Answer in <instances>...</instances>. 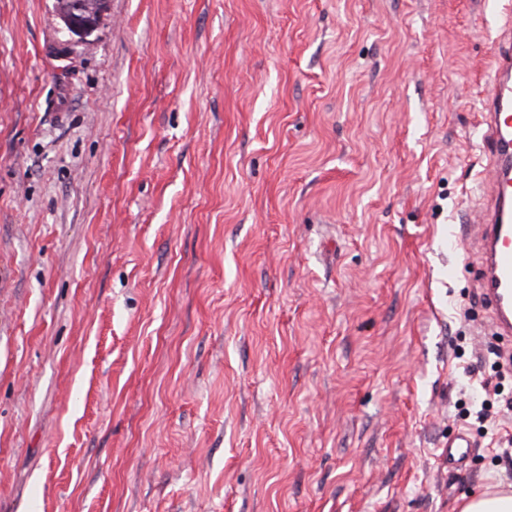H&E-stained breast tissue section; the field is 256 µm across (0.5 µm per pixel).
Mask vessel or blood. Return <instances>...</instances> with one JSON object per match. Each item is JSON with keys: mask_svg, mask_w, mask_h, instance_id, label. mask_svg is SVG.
<instances>
[{"mask_svg": "<svg viewBox=\"0 0 512 512\" xmlns=\"http://www.w3.org/2000/svg\"><path fill=\"white\" fill-rule=\"evenodd\" d=\"M498 35L492 49L488 90L480 101L478 146L490 172L481 185L479 288L493 326L512 334V0H496Z\"/></svg>", "mask_w": 512, "mask_h": 512, "instance_id": "vessel-or-blood-1", "label": "vessel or blood"}]
</instances>
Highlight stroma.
Here are the masks:
<instances>
[{"label":"stroma","instance_id":"obj_1","mask_svg":"<svg viewBox=\"0 0 512 512\" xmlns=\"http://www.w3.org/2000/svg\"><path fill=\"white\" fill-rule=\"evenodd\" d=\"M496 27L486 0H109L63 54L56 0H0V512L511 485L512 338L448 250L477 244Z\"/></svg>","mask_w":512,"mask_h":512}]
</instances>
